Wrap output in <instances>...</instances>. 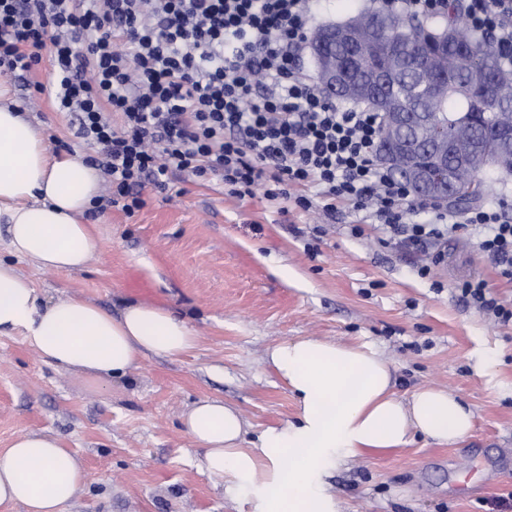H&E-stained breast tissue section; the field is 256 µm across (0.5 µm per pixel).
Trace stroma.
<instances>
[{"label": "stroma", "instance_id": "1", "mask_svg": "<svg viewBox=\"0 0 512 512\" xmlns=\"http://www.w3.org/2000/svg\"><path fill=\"white\" fill-rule=\"evenodd\" d=\"M173 201L146 191L127 217L86 216L99 247L69 274L11 253L0 224V260L31 278L41 303L83 297L119 315L131 303L173 310L197 336L179 356H147L107 380L56 367L20 334L0 335V451L14 438L48 433L73 450L85 480L65 512H249L202 468L185 426L191 407L220 398L250 435L291 419L296 403L267 361L279 342L311 336L370 344L393 365L398 394L430 385L476 412L459 446L418 438L329 478L340 512H497L512 492V328L458 297V283L486 279L512 300L467 236L449 239L427 276L414 258L376 242L372 226L350 231L348 212L322 239L262 196L239 200L219 181L178 176ZM495 350L496 377L476 370L478 342Z\"/></svg>", "mask_w": 512, "mask_h": 512}]
</instances>
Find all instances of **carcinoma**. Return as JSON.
Segmentation results:
<instances>
[{"mask_svg": "<svg viewBox=\"0 0 512 512\" xmlns=\"http://www.w3.org/2000/svg\"><path fill=\"white\" fill-rule=\"evenodd\" d=\"M384 22L378 32L376 19ZM357 28L361 49L350 53L336 47L354 70L382 69L386 91L402 103L403 112H429L448 123V141L467 122L484 147L456 162L455 178L464 192L475 182L485 183L490 172L512 173V160L497 157L496 135L512 127V69L501 65L491 42L470 34L459 5L449 8L444 23L428 24L412 17L379 10L357 12L347 19ZM485 71L498 85L487 99L473 83L474 71ZM447 82L446 95L436 96L433 80Z\"/></svg>", "mask_w": 512, "mask_h": 512, "instance_id": "carcinoma-1", "label": "carcinoma"}]
</instances>
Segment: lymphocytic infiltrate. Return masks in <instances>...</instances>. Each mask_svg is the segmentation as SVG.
Returning <instances> with one entry per match:
<instances>
[{
  "label": "lymphocytic infiltrate",
  "instance_id": "f902f5d3",
  "mask_svg": "<svg viewBox=\"0 0 512 512\" xmlns=\"http://www.w3.org/2000/svg\"><path fill=\"white\" fill-rule=\"evenodd\" d=\"M470 31L492 35L512 68V0H463ZM315 0H0V77L29 106L70 116L89 165L104 173L95 212L134 215L145 189L175 176L223 182L225 194L263 195L281 214L373 225L381 244L416 253L427 276L437 247L469 235L512 281V204L465 215L417 198L376 158L378 113L327 99L304 67ZM52 77L32 80L44 50ZM460 300L512 326V302L480 277Z\"/></svg>",
  "mask_w": 512,
  "mask_h": 512
}]
</instances>
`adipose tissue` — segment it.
Returning <instances> with one entry per match:
<instances>
[{
    "label": "adipose tissue",
    "instance_id": "1",
    "mask_svg": "<svg viewBox=\"0 0 512 512\" xmlns=\"http://www.w3.org/2000/svg\"><path fill=\"white\" fill-rule=\"evenodd\" d=\"M102 172L78 156L50 154L44 133L0 81V223L19 256L61 273L83 268L97 249L82 216ZM20 333L50 363L97 378L115 377L147 355L175 356L197 341L164 307L137 303L120 316L76 297L38 306L33 283L0 261V334ZM268 361L296 399L293 419L247 441L232 406L206 399L188 412V433L204 450L205 471L252 512H340L326 479L341 464L381 455L416 437L454 446L475 413L447 390H395L392 364L364 343L300 337L272 347ZM85 474L70 449L49 434L25 435L0 452V505L61 512Z\"/></svg>",
    "mask_w": 512,
    "mask_h": 512
}]
</instances>
